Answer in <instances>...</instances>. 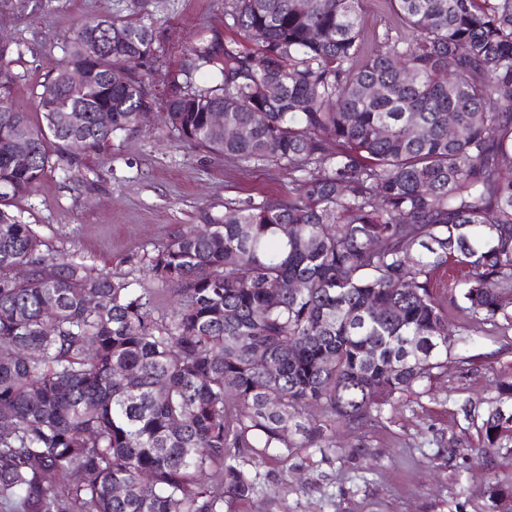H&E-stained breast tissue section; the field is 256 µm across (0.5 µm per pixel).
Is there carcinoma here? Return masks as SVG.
Instances as JSON below:
<instances>
[{"mask_svg": "<svg viewBox=\"0 0 512 512\" xmlns=\"http://www.w3.org/2000/svg\"><path fill=\"white\" fill-rule=\"evenodd\" d=\"M386 2L392 23L366 38L364 0H224L250 48L217 33L187 48L165 126L298 178L288 197L228 202L156 250L148 271L171 287L169 313L155 316L152 288L45 254L0 209L3 512H230L256 495L266 460L336 452V421L378 418L446 369L442 269L460 273L448 292L473 321L512 329V0ZM157 44L132 15L81 25L36 123L0 48L1 203L143 126L141 67ZM201 70L216 84L197 85ZM214 112L234 135L211 126ZM456 406L480 421L473 452L495 512L512 493L496 478L512 381Z\"/></svg>", "mask_w": 512, "mask_h": 512, "instance_id": "carcinoma-1", "label": "carcinoma"}]
</instances>
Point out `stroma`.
<instances>
[{
  "label": "stroma",
  "instance_id": "stroma-1",
  "mask_svg": "<svg viewBox=\"0 0 512 512\" xmlns=\"http://www.w3.org/2000/svg\"><path fill=\"white\" fill-rule=\"evenodd\" d=\"M131 13L158 32L157 58L143 69L158 98L170 73L186 63L187 44L216 32L228 41L237 36L224 23V0H33L21 16L0 0V42L14 53L15 99L35 109L41 84L81 24ZM161 114L154 107L139 132L68 171L49 172L8 209L38 233L45 253L75 255L94 273L154 289V306L166 313L169 290L147 273L154 251L202 215L222 217L228 201L287 196L295 177L284 167H255L193 148L162 125ZM448 320L458 335L440 380L402 393L384 406L381 420L337 424L335 454L301 448L287 463L267 461L264 472H286V480L235 512H487L472 454L481 434L455 403L495 397L497 381L512 380V331L478 327L453 305ZM452 445L466 448V456L449 458Z\"/></svg>",
  "mask_w": 512,
  "mask_h": 512
}]
</instances>
